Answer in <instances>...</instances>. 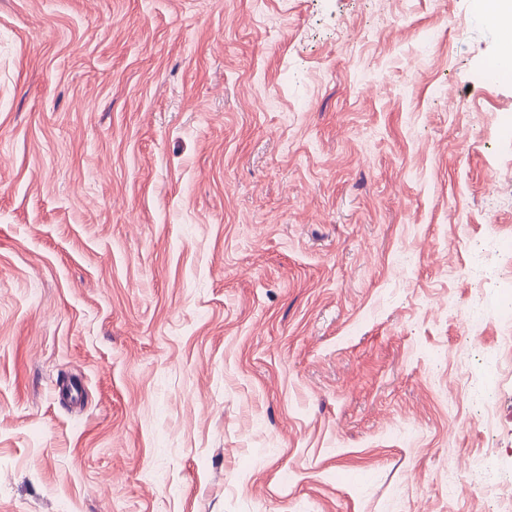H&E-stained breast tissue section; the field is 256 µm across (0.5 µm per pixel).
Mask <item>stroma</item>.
I'll return each instance as SVG.
<instances>
[{"instance_id": "1", "label": "stroma", "mask_w": 512, "mask_h": 512, "mask_svg": "<svg viewBox=\"0 0 512 512\" xmlns=\"http://www.w3.org/2000/svg\"><path fill=\"white\" fill-rule=\"evenodd\" d=\"M501 42L473 0H0V512H491L447 491L488 448L511 495Z\"/></svg>"}]
</instances>
